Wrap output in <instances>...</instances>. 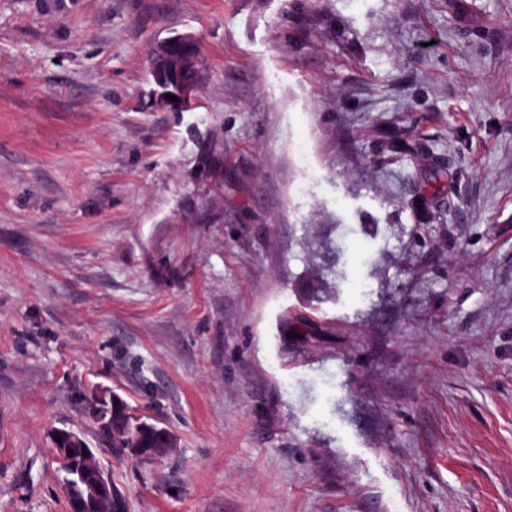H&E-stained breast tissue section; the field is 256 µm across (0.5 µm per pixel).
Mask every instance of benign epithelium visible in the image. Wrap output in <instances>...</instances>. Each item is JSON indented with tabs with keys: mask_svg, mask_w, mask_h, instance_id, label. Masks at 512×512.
Instances as JSON below:
<instances>
[{
	"mask_svg": "<svg viewBox=\"0 0 512 512\" xmlns=\"http://www.w3.org/2000/svg\"><path fill=\"white\" fill-rule=\"evenodd\" d=\"M197 45L190 35H178L161 42L154 51L152 76L159 88L160 101L173 108H181L195 98L198 81L187 75L196 68ZM177 97L171 101L166 95ZM99 418L107 431H112V393L104 392L96 398ZM54 442L62 486L69 502V512H78L83 500H93L99 512H112V486L103 477V470L86 440L79 434L58 429Z\"/></svg>",
	"mask_w": 512,
	"mask_h": 512,
	"instance_id": "benign-epithelium-1",
	"label": "benign epithelium"
}]
</instances>
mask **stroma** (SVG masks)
<instances>
[{
    "label": "stroma",
    "mask_w": 512,
    "mask_h": 512,
    "mask_svg": "<svg viewBox=\"0 0 512 512\" xmlns=\"http://www.w3.org/2000/svg\"><path fill=\"white\" fill-rule=\"evenodd\" d=\"M60 428L125 512H512V0H0V512ZM197 45L190 35H178L161 42L154 51L152 76L160 89L157 96L163 104L181 108L195 98L198 81L187 75L196 68ZM166 94L177 97V102L166 98ZM118 399H121L117 395ZM122 400V399H121ZM99 418L102 426L112 434L114 447L128 448L133 454L138 453V448L153 451V458L157 460L165 457L171 448H160L165 445L157 429L145 424H137L129 412V407L123 402H118L112 408V393L104 392L96 398Z\"/></svg>",
    "instance_id": "1"
}]
</instances>
